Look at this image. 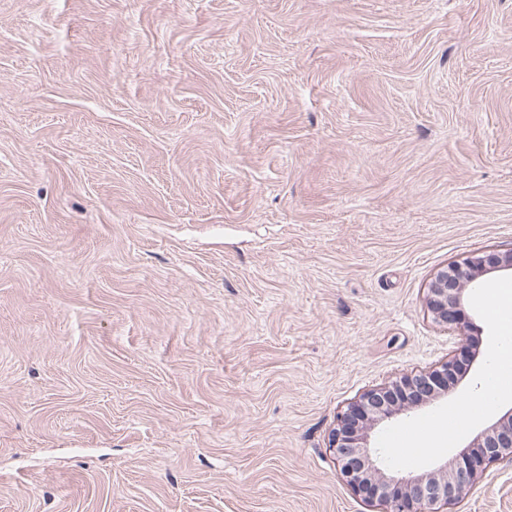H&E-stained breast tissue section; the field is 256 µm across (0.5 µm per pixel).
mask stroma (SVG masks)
<instances>
[{
    "label": "stroma",
    "mask_w": 512,
    "mask_h": 512,
    "mask_svg": "<svg viewBox=\"0 0 512 512\" xmlns=\"http://www.w3.org/2000/svg\"><path fill=\"white\" fill-rule=\"evenodd\" d=\"M512 247V0H0V512H372L367 389L499 330L439 268ZM455 512H512V462ZM512 277V247L499 253L467 259L436 272L427 287L426 303L437 323L454 326L464 335L472 322L468 315L475 284Z\"/></svg>",
    "instance_id": "35a3bbf8"
}]
</instances>
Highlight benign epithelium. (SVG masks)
I'll list each match as a JSON object with an SVG mask.
<instances>
[{
	"label": "benign epithelium",
	"instance_id": "benign-epithelium-1",
	"mask_svg": "<svg viewBox=\"0 0 512 512\" xmlns=\"http://www.w3.org/2000/svg\"><path fill=\"white\" fill-rule=\"evenodd\" d=\"M512 277V247L499 253L476 256L461 265L447 266L433 276L427 287L426 303L433 319L452 326L459 333L470 328L468 315L471 290L476 284ZM457 359L448 358L440 366L405 375L391 384L365 391L338 415L329 435V448L341 463V473L362 501L382 507V512H454L467 486L484 465L512 462V408L497 422L462 446L454 471L439 464L426 473L416 474L404 468L384 470L380 451L368 446L374 428L399 414L417 407L430 395L388 401L390 386L414 391L434 380L442 393L450 391L448 376L456 373Z\"/></svg>",
	"mask_w": 512,
	"mask_h": 512
}]
</instances>
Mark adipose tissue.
Here are the masks:
<instances>
[{
	"mask_svg": "<svg viewBox=\"0 0 512 512\" xmlns=\"http://www.w3.org/2000/svg\"><path fill=\"white\" fill-rule=\"evenodd\" d=\"M483 304L489 318L497 324L500 336L491 356V370L482 384L480 402L471 410L475 416L481 415L492 403L512 399V388L499 384L494 374L495 369L512 367V291L500 285L486 289Z\"/></svg>",
	"mask_w": 512,
	"mask_h": 512,
	"instance_id": "ef3b65f1",
	"label": "adipose tissue"
}]
</instances>
